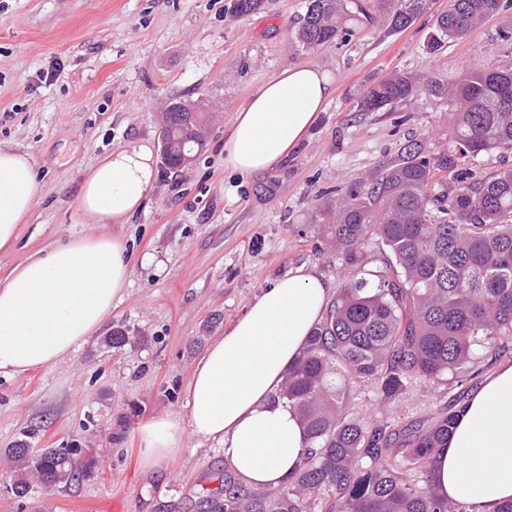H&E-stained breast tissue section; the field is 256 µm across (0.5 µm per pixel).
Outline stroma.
Segmentation results:
<instances>
[{
    "mask_svg": "<svg viewBox=\"0 0 512 512\" xmlns=\"http://www.w3.org/2000/svg\"><path fill=\"white\" fill-rule=\"evenodd\" d=\"M372 22L353 37L303 49L293 30L307 0H265L248 16L230 0H0V144L31 153L42 197L0 271L48 243L100 231L121 237L131 269L125 298L99 332L69 357L17 376L0 375V454L22 439L36 448H90L93 475L66 488L15 480L0 462V512H204L203 489L226 471L213 442L184 434L160 468H143L138 429L186 413L197 360L260 292L299 267L338 293L348 270L319 255L317 204L376 171L412 139L444 144L448 100L423 96L361 112L362 92L391 70L426 77L470 66L512 69V17L487 19L439 52L428 37L448 0H429L393 32L380 0H360ZM54 78L43 79L49 63ZM308 63L327 72L336 93L305 140L270 169L249 174L224 165V132L264 81ZM175 99L201 101L214 115L206 147L180 170H158L143 210L125 224L83 223L77 198L87 170L112 150L158 145ZM123 328L133 343H105ZM447 385L417 383L385 408L370 385L354 384L351 412L364 420L406 422L434 414Z\"/></svg>",
    "mask_w": 512,
    "mask_h": 512,
    "instance_id": "1",
    "label": "stroma"
}]
</instances>
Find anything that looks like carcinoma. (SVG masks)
I'll return each mask as SVG.
<instances>
[{
	"instance_id": "carcinoma-1",
	"label": "carcinoma",
	"mask_w": 512,
	"mask_h": 512,
	"mask_svg": "<svg viewBox=\"0 0 512 512\" xmlns=\"http://www.w3.org/2000/svg\"><path fill=\"white\" fill-rule=\"evenodd\" d=\"M389 27L407 28L428 0H387ZM264 0H234L249 15ZM509 0H448L428 48L440 51ZM348 0H309L295 30L307 50L346 40L359 22ZM452 102L448 144L431 151L410 140L366 182L341 190L319 208L325 249L352 270L325 308L302 356L279 392L306 429L299 470L272 492H251L228 476L203 495L211 512H474L430 491L433 459L482 372L475 350L501 358L512 352V168L481 179L469 164L483 153L512 150V70L471 67L425 79L394 70L357 102L378 112L421 95ZM169 103L162 130L163 165L181 168L205 147L208 117ZM376 240L396 274L370 278L365 248ZM448 381L444 412L399 426L367 422L347 409L348 387L367 382L387 404L418 381ZM77 448L8 449L19 471L8 492L24 497L37 480L68 487L98 460Z\"/></svg>"
}]
</instances>
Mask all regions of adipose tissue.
<instances>
[{
    "label": "adipose tissue",
    "mask_w": 512,
    "mask_h": 512,
    "mask_svg": "<svg viewBox=\"0 0 512 512\" xmlns=\"http://www.w3.org/2000/svg\"><path fill=\"white\" fill-rule=\"evenodd\" d=\"M336 92L313 65L283 70L261 84L224 134V164L266 170L294 150ZM156 178L145 143L113 150L86 173L77 200L83 223L124 224L142 210ZM42 193L28 153L0 146V251ZM125 242L108 234L74 236L0 274V374L19 375L64 360L101 327L130 280ZM316 273L298 268L264 289L215 338L188 383V412L148 421L140 456L159 467L184 432L214 442L248 485H281L307 451L305 430L277 400L284 375L329 301ZM434 492L498 512L512 500V362L484 378L457 417L435 463Z\"/></svg>",
    "instance_id": "adipose-tissue-1"
}]
</instances>
